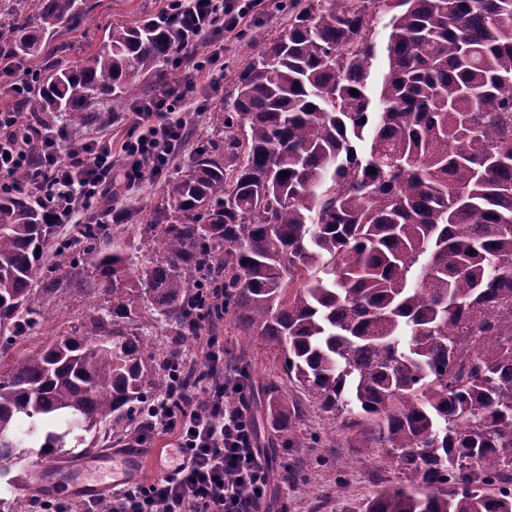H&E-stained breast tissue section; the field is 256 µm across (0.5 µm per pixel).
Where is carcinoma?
<instances>
[{
	"label": "carcinoma",
	"instance_id": "carcinoma-1",
	"mask_svg": "<svg viewBox=\"0 0 512 512\" xmlns=\"http://www.w3.org/2000/svg\"><path fill=\"white\" fill-rule=\"evenodd\" d=\"M384 3H310L246 60L232 103L209 105L210 132L137 225L146 260L121 235L133 212L65 240L42 223L29 173L12 176L0 355L56 298L106 301L91 337L0 371V477L34 452L71 459L128 434L168 376L148 370L153 355L124 319L140 310L146 326L194 336L203 285L224 289L209 319L232 314L280 350L316 406L368 424L357 447L387 456L402 484L356 512H512V0H398L375 112L368 36ZM91 11L0 4V58L37 71L27 121L89 125L96 100L136 101L143 80L166 78L176 35L163 14L105 28L97 51L60 67L71 44L57 37ZM276 422L288 447H305L288 406ZM494 484L504 489L485 492Z\"/></svg>",
	"mask_w": 512,
	"mask_h": 512
}]
</instances>
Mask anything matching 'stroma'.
I'll return each instance as SVG.
<instances>
[{"instance_id":"1","label":"stroma","mask_w":512,"mask_h":512,"mask_svg":"<svg viewBox=\"0 0 512 512\" xmlns=\"http://www.w3.org/2000/svg\"><path fill=\"white\" fill-rule=\"evenodd\" d=\"M95 28L73 32L68 36L72 52L61 59L69 66L94 53L102 44V28L108 24L132 25L159 15L166 0H91ZM288 12L270 9L268 14L247 18L242 37L225 42L224 71L216 76H201L198 93H209L219 99L234 95L236 73L247 56L277 37L288 25ZM191 136L162 175L121 190L115 204L122 209H135L146 214L151 202L161 193L166 179L183 170L196 145L204 135L203 121L193 122ZM100 298L73 295L60 303L52 319L25 341L28 349L37 348L53 339L68 335L82 336L88 331L86 317L100 305ZM224 338V372L236 374L248 369L251 375L248 392L258 442L273 459L263 512H352L371 496L375 489L397 479L387 460L372 458L352 443L358 428L340 426L333 414L320 410L289 383L278 348L256 336H246L225 319L218 328ZM287 402L294 410L295 433L309 447L303 452L285 446L278 436L269 406L274 400Z\"/></svg>"}]
</instances>
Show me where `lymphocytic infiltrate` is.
Instances as JSON below:
<instances>
[{"label": "lymphocytic infiltrate", "mask_w": 512, "mask_h": 512, "mask_svg": "<svg viewBox=\"0 0 512 512\" xmlns=\"http://www.w3.org/2000/svg\"><path fill=\"white\" fill-rule=\"evenodd\" d=\"M277 0H168L180 29L188 36L213 28L237 37L245 17L276 7ZM173 65L182 76L135 103L139 131L112 152L111 113L99 127L20 125L17 112L0 109V191L15 171L28 170L32 184L46 198V224H76L94 203L111 200L119 184H132L167 167L186 140L187 121L178 117L195 94L200 73L224 67V47L213 40L178 44ZM41 146L39 156L27 148ZM196 379L206 382L204 398L179 383L178 369L168 371L166 390L157 395L149 419L141 424L137 443L159 433H173L176 448L150 484L113 487L108 503L88 498L62 500L53 512H261L272 460L258 445L245 385L224 374V345L216 333L203 339L200 360H189Z\"/></svg>", "instance_id": "f902f5d3"}]
</instances>
